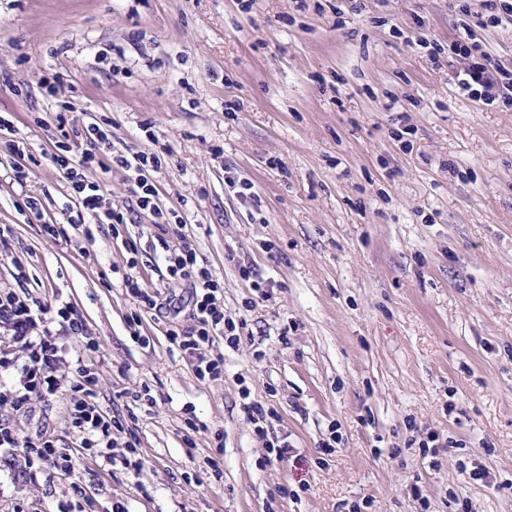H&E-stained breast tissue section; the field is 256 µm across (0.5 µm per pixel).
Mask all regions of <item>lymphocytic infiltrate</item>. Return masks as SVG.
<instances>
[{
	"mask_svg": "<svg viewBox=\"0 0 512 512\" xmlns=\"http://www.w3.org/2000/svg\"><path fill=\"white\" fill-rule=\"evenodd\" d=\"M512 26V0H483L481 12L473 21L464 25L461 33L441 45L435 40L421 39L435 65H442L445 54L462 60L463 65L453 74L457 94L486 104L496 99L512 100V70L495 63L490 52L480 43L475 29ZM68 104H61L55 114L59 136L50 159L59 176L67 184L78 209L69 215L66 223L41 224V232L55 240H69L71 231L85 224H107L112 230L127 228L130 219L126 208L113 205L104 184L95 177L96 172L107 171L109 163H116L128 174L137 209L152 213L157 228L164 238L160 240L159 258L171 279L184 282L188 294L184 297H162L158 288L149 286L138 271L140 249L136 237L125 239L130 253L122 274L121 284L134 304L127 321L133 337H140V327L145 316L165 310L173 314L189 312L193 323L190 327L170 328L167 332L170 345L183 359L188 360L200 381H215L224 376V353L214 346L216 337H223L227 347L239 348L248 337L246 317H232L224 309L223 288L220 276L207 258L187 239L172 243L166 235L174 224L157 204L159 191L149 181L148 172L162 165L158 151H128L113 154L111 131L96 122L75 126L71 122ZM89 143V150L74 153L70 147L73 138ZM0 329L8 334V341L18 353L10 358L0 350V373L19 368L18 385L0 384V407H9L15 415L28 411L32 397L54 398L61 388H68L70 408L67 425L76 438L77 450L72 454L61 453L55 439L47 433L29 437L19 429L0 422V447L18 448L24 454L25 472L46 466L62 471L71 477L80 475L83 452H104L115 445L118 432L124 431L123 415L103 409L98 401L96 359L101 345L89 330L83 316L67 303L48 308L38 302H27L10 290H0ZM68 335L81 345L77 359H70L60 335ZM241 408L254 426L255 434L263 440L269 454L281 458L290 447L286 437L278 435L275 424L279 420L275 409L249 399Z\"/></svg>",
	"mask_w": 512,
	"mask_h": 512,
	"instance_id": "obj_1",
	"label": "lymphocytic infiltrate"
}]
</instances>
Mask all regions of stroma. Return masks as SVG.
Wrapping results in <instances>:
<instances>
[{"label":"stroma","instance_id":"obj_1","mask_svg":"<svg viewBox=\"0 0 512 512\" xmlns=\"http://www.w3.org/2000/svg\"><path fill=\"white\" fill-rule=\"evenodd\" d=\"M457 0H0V115L38 161L25 183L0 144V289L44 305L63 300L102 344L99 401L126 410L149 386L132 428L144 468L132 476L82 461L95 512H512V105H484L450 85L456 60L434 68L419 33L447 44ZM59 75L56 97L42 87ZM97 118L118 150L166 153L152 175L162 209L223 278L224 309L251 336L225 349L224 377L200 382L170 349L171 324L145 317L113 267L128 253L110 226L53 241L66 189L48 155L54 114ZM238 102L236 112L224 104ZM251 180L260 209L228 177ZM31 195L41 217L19 212ZM234 261H227V254ZM25 265L26 280L14 278ZM274 288L258 297L239 265ZM274 407L292 451L269 458L240 391ZM67 397L33 400L20 422L74 449ZM203 428L184 440L185 408ZM342 441L323 454L330 430ZM224 434L218 469L215 431ZM437 433L430 465L417 441ZM0 448V512H54L71 494L53 473L18 476ZM492 481H473L470 462ZM295 495L282 499L281 485Z\"/></svg>","mask_w":512,"mask_h":512}]
</instances>
